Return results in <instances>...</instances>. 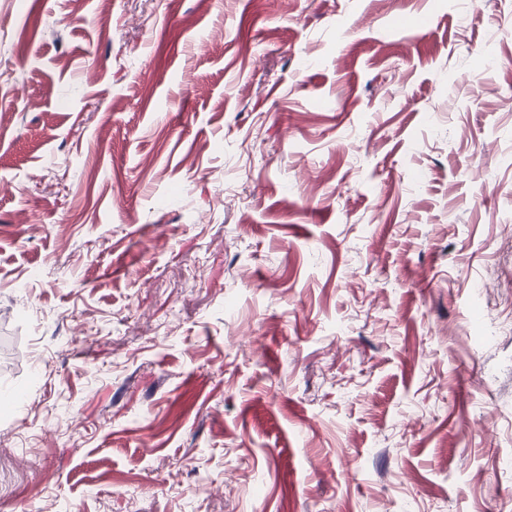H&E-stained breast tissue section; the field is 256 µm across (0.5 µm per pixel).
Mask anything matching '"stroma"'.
<instances>
[{
	"instance_id": "stroma-1",
	"label": "stroma",
	"mask_w": 512,
	"mask_h": 512,
	"mask_svg": "<svg viewBox=\"0 0 512 512\" xmlns=\"http://www.w3.org/2000/svg\"><path fill=\"white\" fill-rule=\"evenodd\" d=\"M511 76L512 0H0V512H512Z\"/></svg>"
}]
</instances>
